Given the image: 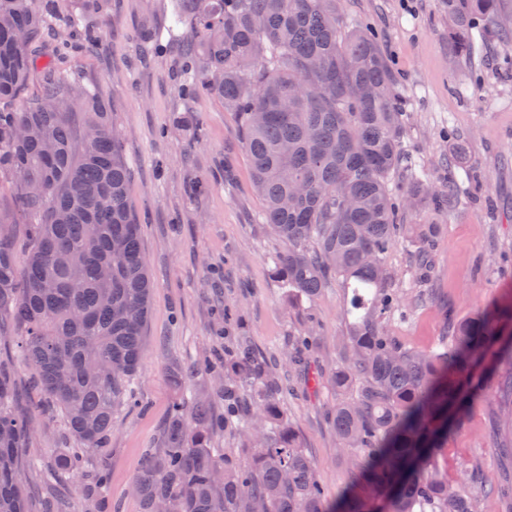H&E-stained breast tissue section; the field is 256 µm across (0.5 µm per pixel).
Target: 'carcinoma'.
Here are the masks:
<instances>
[{
	"label": "carcinoma",
	"instance_id": "carcinoma-1",
	"mask_svg": "<svg viewBox=\"0 0 512 512\" xmlns=\"http://www.w3.org/2000/svg\"><path fill=\"white\" fill-rule=\"evenodd\" d=\"M58 0H0V169L13 173L19 203L34 217L23 266L0 215V310L23 326L21 342L40 389L79 444L55 452L58 473L78 472L82 452L112 431L144 353L152 283L139 224L129 207L121 136L101 101L49 78L10 109L37 68L33 46ZM448 40L469 62L482 29L512 39V0H444ZM341 0H180L185 55L201 62L184 92L207 93L236 116L251 160L262 220L288 243L274 273L294 300H316L329 279L354 284L357 311L328 373L336 390L332 426L351 459L353 488L331 503L312 459L281 409L286 384L241 346L208 364L227 402L217 418L206 400L174 402L164 448L146 450L132 491L142 512H473L471 496L448 482L434 456L483 385L471 381L487 354L489 375L512 366V305L451 325L442 351H415L386 333L401 291L389 287L384 255L413 243L425 270L432 224H400L416 204L451 207L436 186L415 181L396 201L389 189L404 164V112L394 76L371 31L341 32ZM310 336L288 337L300 365ZM197 370L174 366L182 390ZM503 424L512 433V372L504 380ZM11 376L0 367V512H26L19 468L30 424L10 412ZM245 461L216 457L210 444L239 407Z\"/></svg>",
	"mask_w": 512,
	"mask_h": 512
}]
</instances>
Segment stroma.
<instances>
[{
	"label": "stroma",
	"mask_w": 512,
	"mask_h": 512,
	"mask_svg": "<svg viewBox=\"0 0 512 512\" xmlns=\"http://www.w3.org/2000/svg\"><path fill=\"white\" fill-rule=\"evenodd\" d=\"M176 8V0H104L99 44H75L58 65L106 104L122 135L128 203L153 290L132 399L115 412L103 446L86 453L81 476L63 482L48 471L51 451L75 442L61 414L40 399L21 326L0 317V362L14 377L13 408L34 425L21 460L28 512H45L51 499L67 502L69 512H141L131 486L145 449L164 445L175 401L170 366L204 364L243 336L284 375L283 348L307 326L314 337L309 372H327L339 359L337 337L349 329L353 292L336 278L303 311L289 312L288 287L274 273L288 246L261 222L263 202L236 119L211 96L181 90L199 65L182 54L187 33L173 23ZM146 26L154 39L144 53ZM357 26L375 33L404 106L408 165L390 189L398 195L427 179L455 200L444 212L422 205L399 214L400 223L438 227L427 279L416 277L408 246L391 248L384 259L405 291L388 318L389 333L428 350L447 335L448 320L512 300V42L485 31L499 63L475 69L448 43L441 0H343V30ZM460 137L468 143L462 165L452 161ZM292 384L283 409L335 500L352 482V452L337 448L329 421L336 393L325 383L309 386L306 375ZM498 400L495 382L486 383L435 456L449 481L471 492L475 512H512L511 502L470 479L475 468L490 482L512 472V459L498 452ZM87 484L95 487L90 499L81 492Z\"/></svg>",
	"instance_id": "35a3bbf8"
}]
</instances>
